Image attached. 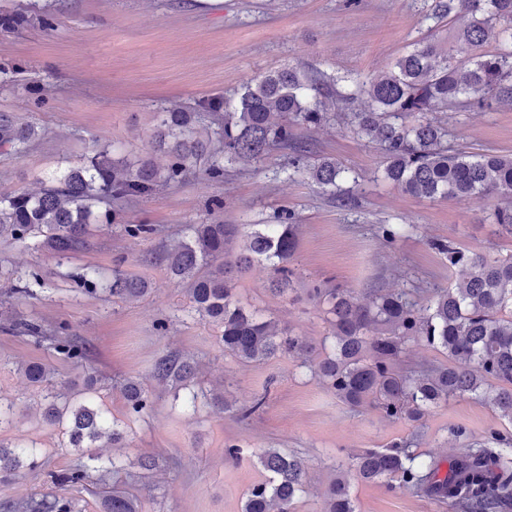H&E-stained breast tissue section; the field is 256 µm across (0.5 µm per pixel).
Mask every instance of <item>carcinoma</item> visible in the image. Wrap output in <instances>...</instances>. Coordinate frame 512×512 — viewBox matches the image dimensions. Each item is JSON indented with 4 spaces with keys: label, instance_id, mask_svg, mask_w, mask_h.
Here are the masks:
<instances>
[{
    "label": "carcinoma",
    "instance_id": "carcinoma-1",
    "mask_svg": "<svg viewBox=\"0 0 512 512\" xmlns=\"http://www.w3.org/2000/svg\"><path fill=\"white\" fill-rule=\"evenodd\" d=\"M464 12L467 23L442 47L425 39L378 75H346L326 79L290 65L251 79L224 105L217 135L222 149L194 129L196 113H158L154 144L167 149L171 163L159 169L149 161L127 167L102 148L77 166L47 172L35 193L0 195V237L34 242L60 260L87 246L92 224L111 222V214L93 207L112 200L128 201L147 195L162 183H178L196 172L197 161L212 157L202 175L224 179V164L240 159L259 160L274 146L292 150L289 165L329 193L341 207L356 204L346 184L358 174L331 156L305 160L306 146L296 130L310 129L337 117L326 108L333 85L347 104L364 100L357 112L343 113L346 132L373 145L381 164L374 178L421 198L462 202L483 196L492 202L489 218L512 234V155L473 154L448 147V127L437 112L467 108L512 106V0H440L429 19ZM493 42L492 51L484 50ZM40 136L37 126L0 113V149L22 154ZM191 224L176 245L162 253L170 274L189 287L192 310L222 328L224 353L240 363L264 361L280 355L302 359L342 402L359 407L369 402L390 419L419 421L448 399L478 397L512 423V256L493 257L481 250L433 239L431 249L444 255L448 269L461 281L430 291L423 300L412 293L378 290L359 297L341 288H312L310 297L324 307L331 347H317L305 337L277 328L272 320L240 305L237 284L260 263L274 272L270 291H293L297 248L291 224ZM125 234L147 239L157 232L152 224H126ZM93 289L121 299L150 293V284L119 268L103 279L88 267L81 275ZM24 329L37 341L68 359L86 357L81 341L62 331H47L39 323ZM423 344L443 351L448 365L419 375H400L397 362L410 345ZM195 362L177 353L157 359L153 375L169 384L174 397L186 391L184 403L198 404L191 387ZM24 375L43 400L42 416L64 428L67 447L95 462L55 475L62 491L120 469L115 460H99L95 443L107 438L118 445L126 431L108 421L102 410L87 402L61 396L50 372L41 364L25 367ZM128 411L147 412L153 404L141 384L124 386ZM40 451L27 443L0 440V485L11 483L21 471L38 466ZM257 463L267 473L264 482L246 495L243 512H294L305 490L307 467L300 457L279 448H264ZM423 494L461 512H498L512 502V434L491 429L485 439L468 444L442 471L440 462L422 460L417 449L402 443L364 448L349 466L337 473L325 493L323 512H357L351 477ZM63 494L52 499L32 498L22 512H70ZM106 512H138L136 499L114 489L104 498Z\"/></svg>",
    "mask_w": 512,
    "mask_h": 512
}]
</instances>
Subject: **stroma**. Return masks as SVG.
I'll use <instances>...</instances> for the list:
<instances>
[{"label":"stroma","instance_id":"obj_1","mask_svg":"<svg viewBox=\"0 0 512 512\" xmlns=\"http://www.w3.org/2000/svg\"><path fill=\"white\" fill-rule=\"evenodd\" d=\"M436 0H0V12L27 17L21 26H0V112L33 122L40 137L15 155L0 150V193L38 191L39 177L57 166L76 165L99 146L134 165L169 157L154 150L151 135L163 108L203 112L205 105L239 92L255 76L301 63L311 74L343 76L381 71L423 39L447 44L460 19L436 23ZM52 8L54 29L39 17ZM309 158L330 155L360 174L358 204L339 207L302 174H290L288 156L271 151L260 161L226 166L215 183L200 174L151 194L112 205V221L90 227L88 245L61 262L48 250L0 238V399L17 400L14 421L0 438L36 443L40 465L0 486V512L10 504L55 494L51 473L79 464L61 426L43 419L40 399L23 373L46 365L56 390H84L96 379L94 402L128 437L123 446L101 444L103 456L120 459L111 483L140 501L141 512H241L250 487L265 473L252 452L280 448L308 466L309 489L295 512H321L324 493L350 453L407 441L425 458L460 455L467 441L489 429L507 428L483 401L452 399L421 421L385 418L371 405L350 408L295 357L242 364L225 355L220 328L190 310L184 284L169 279L158 259L163 247L188 224H273L293 215L298 226L295 267L300 276L290 297L269 289L271 270L258 264L238 283V297L263 317L321 344L329 333L321 307L307 291L346 288L358 295L379 289L425 290L452 284L447 259L429 240L450 239L495 256L512 254V235L491 223L480 197L464 203L413 197L371 181L377 152L340 122L301 133ZM448 144L471 152L512 155V106L470 109L449 116ZM126 224H152L149 239L126 236ZM404 225L394 242L384 225ZM147 280L150 293L123 301L80 286L76 275L114 265ZM11 269L33 270L40 281L31 295L15 291ZM34 321L67 328L88 349L74 361L15 332L14 323ZM179 352L197 364L196 387L224 396L231 410L202 405L196 413L175 404L168 386L153 378L160 357ZM133 379L151 394L147 413L133 417L123 395ZM265 396L262 410L247 419L237 408ZM463 428L466 438L452 429ZM242 446L239 462L224 458V444ZM155 457L152 471L137 473L139 457ZM358 512H450L447 504L402 490L352 479Z\"/></svg>","mask_w":512,"mask_h":512}]
</instances>
